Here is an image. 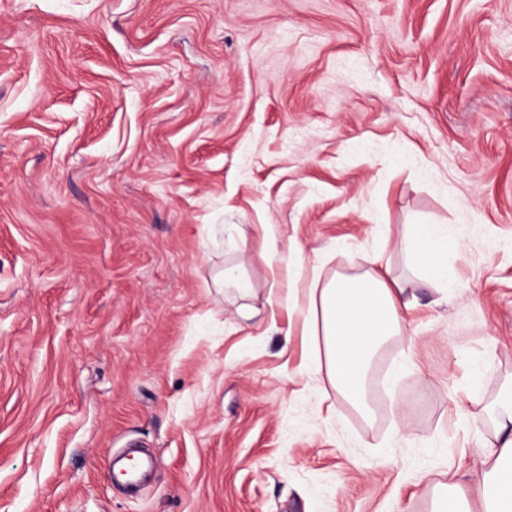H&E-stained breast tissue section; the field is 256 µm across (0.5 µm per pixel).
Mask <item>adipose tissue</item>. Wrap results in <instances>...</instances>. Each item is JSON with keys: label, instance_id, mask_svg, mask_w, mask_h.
Instances as JSON below:
<instances>
[{"label": "adipose tissue", "instance_id": "1", "mask_svg": "<svg viewBox=\"0 0 512 512\" xmlns=\"http://www.w3.org/2000/svg\"><path fill=\"white\" fill-rule=\"evenodd\" d=\"M457 246L447 226L407 225L402 248L412 273L405 277L391 276L379 254L367 258L362 273L326 280L319 270H308L302 258L293 259L276 305L301 318L304 369L316 380H328L332 391L370 415L366 373L373 358L402 335L407 314L416 305L409 291L427 284L444 292L454 285L448 252ZM484 411L494 440L485 448L483 470L470 486L438 482L433 470H422L421 479L434 481L437 489L431 512H472L474 499L481 512H512V376L505 378Z\"/></svg>", "mask_w": 512, "mask_h": 512}]
</instances>
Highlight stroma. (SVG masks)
Listing matches in <instances>:
<instances>
[{"label": "stroma", "mask_w": 512, "mask_h": 512, "mask_svg": "<svg viewBox=\"0 0 512 512\" xmlns=\"http://www.w3.org/2000/svg\"><path fill=\"white\" fill-rule=\"evenodd\" d=\"M409 224L368 420L269 301ZM511 373L512 0H0V512H430Z\"/></svg>", "instance_id": "35a3bbf8"}]
</instances>
